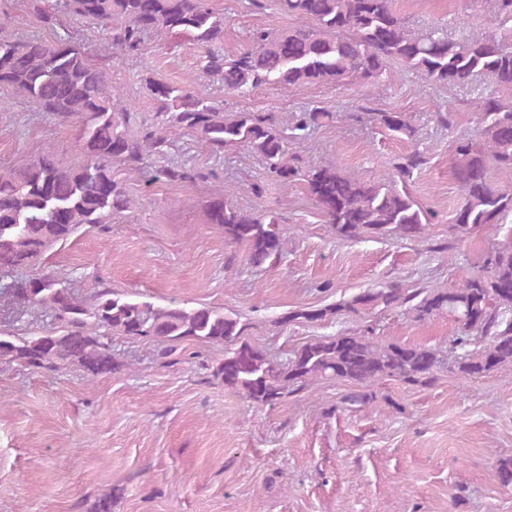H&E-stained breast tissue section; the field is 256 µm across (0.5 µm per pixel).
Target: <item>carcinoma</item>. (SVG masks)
Returning <instances> with one entry per match:
<instances>
[{"instance_id":"cac0c4a2","label":"carcinoma","mask_w":512,"mask_h":512,"mask_svg":"<svg viewBox=\"0 0 512 512\" xmlns=\"http://www.w3.org/2000/svg\"><path fill=\"white\" fill-rule=\"evenodd\" d=\"M280 10L305 21L286 31L259 28L251 45L227 53L224 18L207 0H61L60 7L108 34L102 62L74 44L70 34L53 42L0 38V91L26 99L39 112L78 128L81 163H67L46 150L35 160L0 167V285L8 301L39 308L61 322L60 329L18 341L0 336V363L37 371L73 365L91 376L121 367L109 336L161 344L184 340L224 347L216 375L259 407L274 406L315 380H341L369 388L382 380L425 386L441 371L472 379L512 372V245H494L478 273L456 288H404L390 282L321 307H306L280 324L369 316L401 308L415 322L446 317L457 325L451 350L435 345L384 342L373 327L320 336L278 361L247 339L249 324L209 307L156 306L129 300L103 284L88 303L58 273L23 274L80 229L112 223L133 208L112 164L139 172L155 166L154 178L193 181L205 174L169 158L172 139L200 138L220 159L245 148L267 172L288 184L302 180L325 223L343 241L400 238L423 240L432 213L407 189L425 163L414 150L392 159L399 184L362 180L336 162L311 165L289 155V146L322 126L331 113L306 107L278 120L263 112H231L189 89L160 78L144 79L156 105L151 123L122 101L107 65L112 49L140 50L145 39L185 37L205 50V73L226 94H246L266 86L292 92L310 85L336 88L352 81L374 85L400 63L436 84L467 86L481 79L493 89L481 98L474 133L453 140V175L462 201L450 232L464 241L477 229L496 230L512 214V187L496 176L512 174V33L497 32L456 41L411 31L393 0H276ZM390 132L414 136L407 112H356ZM209 223L224 226V237L244 248L256 269L283 256L285 229L272 211L239 207L221 189L209 206Z\"/></svg>"}]
</instances>
